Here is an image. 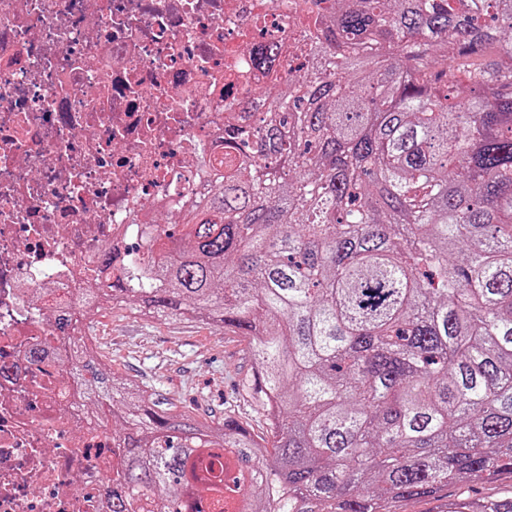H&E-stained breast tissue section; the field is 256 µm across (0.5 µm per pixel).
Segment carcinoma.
I'll list each match as a JSON object with an SVG mask.
<instances>
[{
    "instance_id": "cac0c4a2",
    "label": "carcinoma",
    "mask_w": 512,
    "mask_h": 512,
    "mask_svg": "<svg viewBox=\"0 0 512 512\" xmlns=\"http://www.w3.org/2000/svg\"><path fill=\"white\" fill-rule=\"evenodd\" d=\"M290 74L95 306L249 337L272 442L115 378L64 318L76 404L121 424L112 512H396L512 475V0H336Z\"/></svg>"
}]
</instances>
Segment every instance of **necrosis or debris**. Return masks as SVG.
<instances>
[{"label":"necrosis or debris","mask_w":512,"mask_h":512,"mask_svg":"<svg viewBox=\"0 0 512 512\" xmlns=\"http://www.w3.org/2000/svg\"><path fill=\"white\" fill-rule=\"evenodd\" d=\"M0 0V512H108L111 432L72 406L62 339L101 252H146L153 217L203 182L229 101L302 62L334 0ZM274 44L268 73L249 52Z\"/></svg>","instance_id":"necrosis-or-debris-1"}]
</instances>
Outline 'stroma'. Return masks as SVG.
I'll list each match as a JSON object with an SVG mask.
<instances>
[{"instance_id": "stroma-1", "label": "stroma", "mask_w": 512, "mask_h": 512, "mask_svg": "<svg viewBox=\"0 0 512 512\" xmlns=\"http://www.w3.org/2000/svg\"><path fill=\"white\" fill-rule=\"evenodd\" d=\"M101 337V350L112 361L116 378L133 377L155 387L178 408L201 415L239 420L257 438H267L263 418L239 393L238 382L250 372L249 339L194 322L144 320L129 309L103 311L88 321ZM512 493V478L450 485L437 498L400 502L398 512H447L450 504L476 497Z\"/></svg>"}]
</instances>
